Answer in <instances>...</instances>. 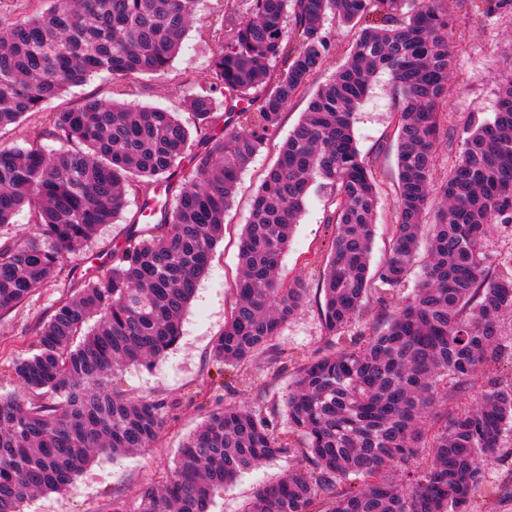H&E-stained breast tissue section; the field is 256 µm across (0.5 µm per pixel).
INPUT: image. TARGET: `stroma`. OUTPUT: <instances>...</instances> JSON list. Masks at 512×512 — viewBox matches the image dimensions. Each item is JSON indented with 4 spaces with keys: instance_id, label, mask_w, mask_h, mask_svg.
<instances>
[{
    "instance_id": "1",
    "label": "stroma",
    "mask_w": 512,
    "mask_h": 512,
    "mask_svg": "<svg viewBox=\"0 0 512 512\" xmlns=\"http://www.w3.org/2000/svg\"><path fill=\"white\" fill-rule=\"evenodd\" d=\"M215 5L216 0H203L178 56L165 74L96 75L85 85L71 88L53 100L50 110H67L89 98H112L162 107L181 113L183 121H190V114L183 111L182 100L208 80L210 25ZM447 5L459 18L449 35L457 65L441 111L444 126L458 130L474 117H492L496 110L498 76L512 67V14L484 21L471 15L467 0H447ZM307 101V95L303 94L293 102L278 134L267 141L243 173L225 217L224 238L217 245L210 267L182 317V335L177 345L152 365L131 366L119 376L117 385L126 395L165 402L167 415L159 442L132 455L95 457L64 493L34 496L27 501L24 512H134L141 489L166 481L185 436L220 403L242 405L271 420L276 430L287 429L284 398L294 374L300 365L327 346L317 292L334 236L333 225L326 221V191L311 190L282 261L287 280H299L307 286V307L285 324L266 352L249 363L238 367L219 364L213 357L212 346L224 330V318L234 301L238 242L255 191L265 170L276 161ZM396 106L390 77L383 73L374 81L353 117L358 149L369 162L381 198L372 247V261L376 264L387 253L391 226L396 221ZM141 202V196H130L123 220L106 225L89 247L69 255L67 268L81 273L89 267L91 258L111 252L113 244L124 243L130 224L138 219ZM70 291V285L63 282L51 283L37 290L22 305L0 315V394L18 390L14 361L32 353L38 324ZM302 446V439L294 438L288 454L245 470L233 483L215 492L210 512H243L266 483L295 469L310 471L312 464L302 455ZM505 446L510 450L509 456L498 458L487 467V478L500 493L486 499L481 512H512V438L507 439Z\"/></svg>"
}]
</instances>
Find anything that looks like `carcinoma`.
I'll return each mask as SVG.
<instances>
[{
    "label": "carcinoma",
    "mask_w": 512,
    "mask_h": 512,
    "mask_svg": "<svg viewBox=\"0 0 512 512\" xmlns=\"http://www.w3.org/2000/svg\"><path fill=\"white\" fill-rule=\"evenodd\" d=\"M0 15V130L90 77L159 75L178 55L202 0H36ZM244 20L215 35L209 84L175 112L90 99L47 112L25 146L0 148V313L55 279L65 256L123 217L144 183L179 188L171 207L112 248V265L84 278L39 327L15 371L21 392L0 395V512L60 493L101 453L152 448L165 403L116 386L179 340L180 323L219 243L239 179L332 51L327 24L362 23L347 62L311 96L253 199L239 245L235 300L213 356L252 361L308 302L285 283L282 259L310 188L328 192L335 226L320 279L327 349L298 367L286 394L289 432L314 470L265 485L245 512H473L484 462L512 435V385L494 380L461 400L508 356L500 317L512 276L487 265L483 243L512 224V69L497 111L457 133L459 159L436 183L440 105L456 69L457 23L443 0H240ZM486 19L512 0H471ZM390 73L396 113V224L386 260L371 268L378 189L352 115L378 73ZM224 134H212L219 111ZM61 143L48 150L42 143ZM28 207L33 228L11 218ZM421 280L359 343L345 329L373 293L404 283L420 247ZM289 451L268 422L219 404L185 439L160 486L135 512H209L216 489ZM358 485H352V482Z\"/></svg>",
    "instance_id": "cac0c4a2"
}]
</instances>
